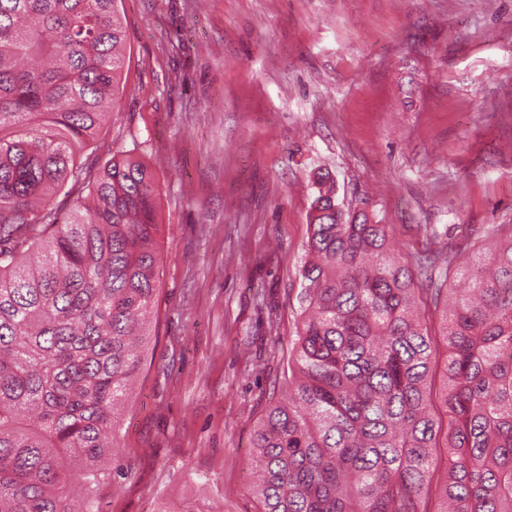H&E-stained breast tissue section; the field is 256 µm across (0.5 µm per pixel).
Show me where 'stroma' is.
I'll list each match as a JSON object with an SVG mask.
<instances>
[{
  "instance_id": "obj_1",
  "label": "stroma",
  "mask_w": 512,
  "mask_h": 512,
  "mask_svg": "<svg viewBox=\"0 0 512 512\" xmlns=\"http://www.w3.org/2000/svg\"><path fill=\"white\" fill-rule=\"evenodd\" d=\"M104 149L152 166L160 283L100 512H257L316 172L403 255L512 224V0H119Z\"/></svg>"
}]
</instances>
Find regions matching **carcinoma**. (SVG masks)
<instances>
[{
    "mask_svg": "<svg viewBox=\"0 0 512 512\" xmlns=\"http://www.w3.org/2000/svg\"><path fill=\"white\" fill-rule=\"evenodd\" d=\"M117 2L0 0V512H98L151 342L156 179L80 161L120 91ZM70 185L88 193L60 218ZM315 185L288 392L253 435L259 512H512V225L451 288L452 260L392 254Z\"/></svg>",
    "mask_w": 512,
    "mask_h": 512,
    "instance_id": "obj_1",
    "label": "carcinoma"
}]
</instances>
